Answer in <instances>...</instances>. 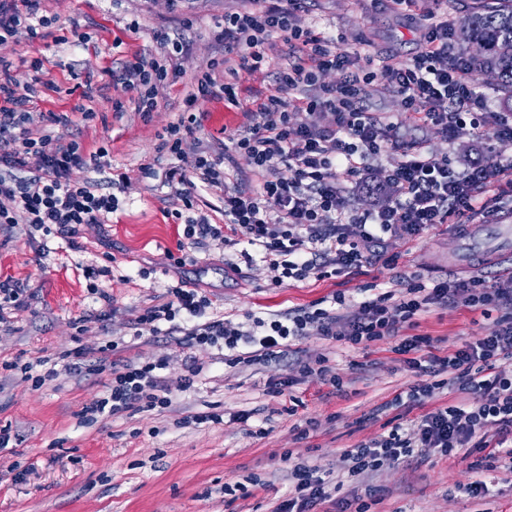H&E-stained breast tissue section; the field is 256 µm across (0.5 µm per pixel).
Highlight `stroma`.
<instances>
[{
    "label": "stroma",
    "mask_w": 512,
    "mask_h": 512,
    "mask_svg": "<svg viewBox=\"0 0 512 512\" xmlns=\"http://www.w3.org/2000/svg\"><path fill=\"white\" fill-rule=\"evenodd\" d=\"M239 0H41V14L54 17L44 39L20 41L10 71L18 94L33 83V59L43 61L42 80L51 91L32 102L37 112H66L75 120L79 136L88 147H105L101 167L76 171L77 179L98 185L100 192H115L120 207L106 224L78 226L73 240L30 237L24 224L0 228V278L23 282L28 290L25 307L12 311L0 323V365L21 359L36 362L74 348L88 349L106 339L124 338L127 356L151 363L168 358L165 375L176 392L169 409L132 412L94 422L80 416L83 406L105 393L107 374L76 376L59 370L42 386L0 368V428H8L11 441L0 451V512H272L289 493L285 451L308 460L320 472L340 483L337 499L355 512L365 485L341 468V457L359 442L378 436L382 422L395 416L416 419L418 410L400 414L390 408L396 393L416 381L412 371L396 361L390 340L364 349L310 335L296 341L298 356L326 355L343 378L342 391L312 378H299L291 359L265 365H234L217 349L183 348L161 333L144 331L135 337V322L143 308L153 304L167 288L185 282L200 288L212 301L214 314L233 322L273 315L344 292L347 303L361 300L360 290L379 281L391 289L406 287L409 278L425 285L446 279L455 269L459 246L454 225L441 224L415 241L393 237L389 253L398 255V267L381 263L344 272L323 281L292 279L275 286L260 254L244 259L246 233L217 248L213 243L187 244L171 210L177 199L164 182V167L157 162L159 137L177 121L184 88L197 70L217 57L213 31L225 11ZM196 25L190 33L189 53L183 57L179 81L162 93L150 119L128 106L131 96L124 85L113 82L112 69L120 62L156 52L155 28L177 27L183 17ZM315 31L342 37L345 46L369 41L373 48L401 62L412 57L426 35L424 21L393 14L371 0H317L304 15ZM279 56H271L264 70L239 72V106L218 100L197 105L204 119L198 137L203 144L219 146L228 131L245 129L244 108L251 95L268 87ZM95 76L96 90L82 100L74 87L80 75ZM127 104L123 113L111 110L114 100ZM95 111L82 121L78 105ZM403 140L423 142L429 151L448 157L450 169L462 172L486 151L484 140L469 136L448 143L434 126H417L404 120ZM126 174L120 189L111 180ZM183 251L182 268L170 266L167 252ZM239 264L241 273L225 277L224 263ZM112 269L98 277L111 296L103 304L89 294L91 282L85 267ZM109 309L107 323L92 321V314ZM86 318L84 329L76 321ZM490 319L464 308L431 307L418 331L437 338L440 349L455 350L486 336ZM195 357L204 370L190 390L177 386L186 373V357ZM291 381L289 395H267L268 383ZM303 405L288 415L290 396ZM217 409L218 424L180 428L175 421L190 412ZM378 421H371L372 411ZM317 429L306 439L298 433L306 421ZM265 437L253 436L256 427ZM34 467L22 483L5 471L12 462ZM471 460L465 456L413 459L390 467L374 483L380 489L370 512H512V472L500 469L486 476L489 492L474 498L465 488L472 480ZM258 476L254 496L236 499L225 486Z\"/></svg>",
    "instance_id": "35a3bbf8"
}]
</instances>
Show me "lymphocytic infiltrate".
<instances>
[{
  "label": "lymphocytic infiltrate",
  "mask_w": 512,
  "mask_h": 512,
  "mask_svg": "<svg viewBox=\"0 0 512 512\" xmlns=\"http://www.w3.org/2000/svg\"><path fill=\"white\" fill-rule=\"evenodd\" d=\"M392 12L406 10L426 21L427 35L411 58L384 63L373 70L376 55L364 47H343L338 38L313 31L302 14L307 0H242L225 12L216 40L224 50L195 77L184 108L169 126L160 149L184 154L188 137L201 128L195 105L221 99L238 105L239 70L263 69L278 43L288 47V61L273 76V87L247 110L244 135L230 144L199 147L188 166L172 167L169 183L178 184L185 208H192L196 183L224 191V223L211 224L197 213L185 220L192 243L206 240L224 246L231 234L245 230L260 252L274 285L284 279L324 280L363 263L378 260L396 267L387 255L386 235L415 239L439 224H484L503 218L494 203L501 190L512 189V156L488 153L462 173L448 167L446 156L420 143L400 144V122L369 111L366 88L381 82L402 99L410 119L440 129L445 139L484 136L512 140V116L487 109L474 87L470 67L443 12L444 0H377ZM40 0H0V224H27L42 231L75 234L81 224L105 223L117 211L116 195L97 192L94 185L73 180V170L96 164L80 137L61 142L38 133L29 98L17 94L9 56L20 37L39 38L48 17ZM156 56L134 57L113 70L114 81L132 92L138 111L154 112L159 91L179 76L177 62L189 48L184 33L160 27L154 31ZM340 71L343 79L319 84L317 75ZM306 115L295 123L293 112ZM401 148V159L385 183L393 196L363 213L349 209L338 175L364 179L378 167L388 149ZM252 162L249 176L240 175L236 153ZM289 174L281 176L278 167ZM209 297L195 288L173 287L161 301L144 309L138 324H167L169 333L192 349L209 345L234 352L249 365L290 356L291 344L314 334L356 347L389 339L393 351L417 377L406 395H395V407L409 403L425 412L410 425L392 424L388 432L359 443L342 456L350 476L373 480L387 467L412 457L459 452L472 456L475 473L504 467L512 470V277L490 283L480 275L436 282L413 280L403 291L376 290L346 312V297L332 295L327 306L309 304L272 319L253 320L250 328L211 314ZM465 307L492 316L488 336L452 352L437 353L431 336L418 334L419 319L429 306ZM66 368L82 374L86 363L110 373L107 394L85 406L83 418L116 417L128 411L169 408L173 390L163 374L166 360L140 364L121 356L117 341L97 348L64 353ZM452 397L437 401V394ZM292 489L272 512H336L330 483L308 461L285 452Z\"/></svg>",
  "instance_id": "obj_1"
}]
</instances>
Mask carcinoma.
Wrapping results in <instances>:
<instances>
[{"label": "carcinoma", "instance_id": "carcinoma-1", "mask_svg": "<svg viewBox=\"0 0 512 512\" xmlns=\"http://www.w3.org/2000/svg\"><path fill=\"white\" fill-rule=\"evenodd\" d=\"M468 39L480 42L485 55L472 56V72L482 73L491 66L497 70L496 86L502 97L512 101V56L500 46L512 43V0H476L461 19Z\"/></svg>", "mask_w": 512, "mask_h": 512}]
</instances>
